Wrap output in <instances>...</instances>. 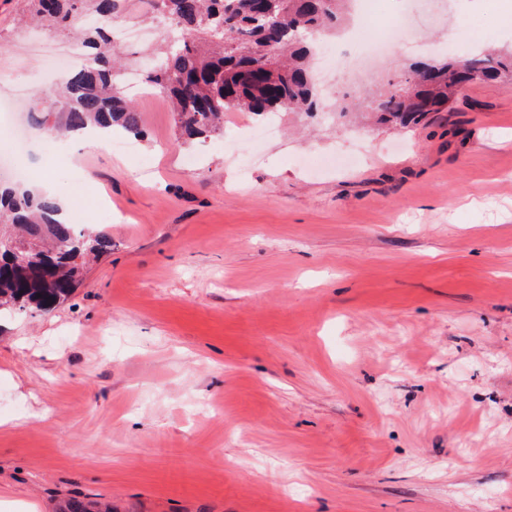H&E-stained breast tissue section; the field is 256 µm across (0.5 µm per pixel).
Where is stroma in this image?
Masks as SVG:
<instances>
[{
	"mask_svg": "<svg viewBox=\"0 0 512 512\" xmlns=\"http://www.w3.org/2000/svg\"><path fill=\"white\" fill-rule=\"evenodd\" d=\"M419 48L363 85L183 144L134 95L142 136L15 165L48 174L112 248L47 312L0 316V512H512V84L393 128L362 106L456 38L512 45V0H382ZM0 0V64L48 88ZM470 17L457 31L455 14ZM127 71L163 38L127 0Z\"/></svg>",
	"mask_w": 512,
	"mask_h": 512,
	"instance_id": "35a3bbf8",
	"label": "stroma"
}]
</instances>
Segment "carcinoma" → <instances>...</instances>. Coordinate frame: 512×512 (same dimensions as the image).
<instances>
[{
    "label": "carcinoma",
    "instance_id": "cac0c4a2",
    "mask_svg": "<svg viewBox=\"0 0 512 512\" xmlns=\"http://www.w3.org/2000/svg\"><path fill=\"white\" fill-rule=\"evenodd\" d=\"M124 0H32L45 29L77 36L84 55L55 100L30 112L52 134L93 124L142 135L138 112L118 87L111 61L112 20ZM349 0H149L148 15L184 38L167 44L146 71L152 90L166 98L185 140L224 133V113L315 112L319 98L307 36L333 33ZM412 85L394 84L367 105L384 121L417 125L450 108L452 96L478 82L512 81V49H487L464 59L429 63ZM55 201L20 182H0V240L29 250L0 253V313L22 306L46 312L75 290L87 259L112 240L56 218Z\"/></svg>",
    "mask_w": 512,
    "mask_h": 512
}]
</instances>
